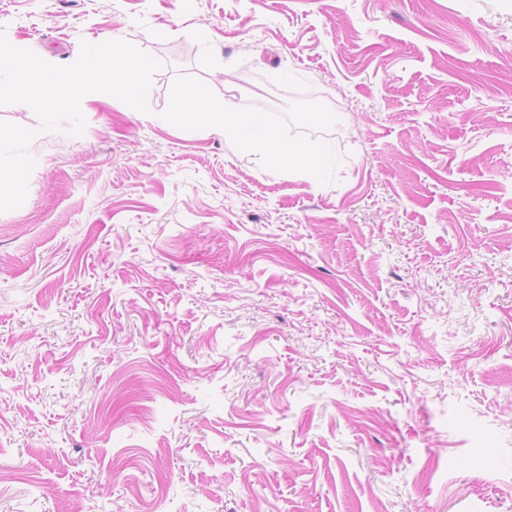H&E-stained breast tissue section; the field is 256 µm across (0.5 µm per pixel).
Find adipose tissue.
<instances>
[{
    "mask_svg": "<svg viewBox=\"0 0 512 512\" xmlns=\"http://www.w3.org/2000/svg\"><path fill=\"white\" fill-rule=\"evenodd\" d=\"M186 125L207 124L224 133L225 137L243 141L263 158L288 157L289 160L307 169H314L317 159L307 146L278 143L275 135L267 128L259 126L251 113L235 112L226 104L215 102L201 108L194 104L184 107Z\"/></svg>",
    "mask_w": 512,
    "mask_h": 512,
    "instance_id": "obj_1",
    "label": "adipose tissue"
}]
</instances>
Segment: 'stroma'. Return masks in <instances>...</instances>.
Returning a JSON list of instances; mask_svg holds the SVG:
<instances>
[{
    "label": "stroma",
    "mask_w": 512,
    "mask_h": 512,
    "mask_svg": "<svg viewBox=\"0 0 512 512\" xmlns=\"http://www.w3.org/2000/svg\"><path fill=\"white\" fill-rule=\"evenodd\" d=\"M161 61L0 212V512H512V0H0ZM229 101L310 173L180 109Z\"/></svg>",
    "instance_id": "35a3bbf8"
}]
</instances>
